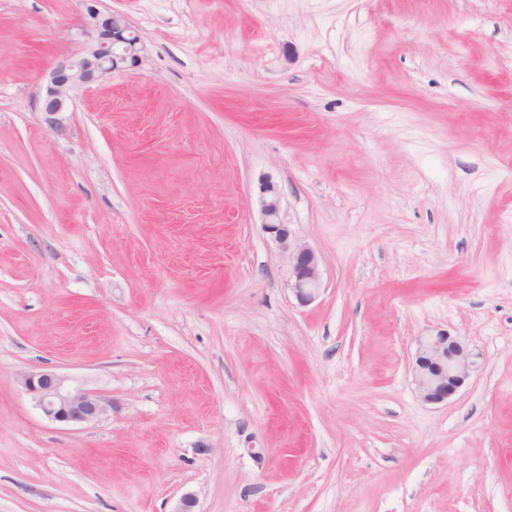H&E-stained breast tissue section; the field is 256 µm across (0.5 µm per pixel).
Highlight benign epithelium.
I'll return each mask as SVG.
<instances>
[{"mask_svg": "<svg viewBox=\"0 0 512 512\" xmlns=\"http://www.w3.org/2000/svg\"><path fill=\"white\" fill-rule=\"evenodd\" d=\"M86 2L80 29L84 50L77 56L58 59L38 95L39 112L55 132L65 130V114L71 111L77 90L122 67L136 66L144 41L122 14L99 11ZM281 192L270 179L260 184L257 205L263 231L288 252L291 290L306 305L320 290V259L309 245L300 243L289 225L281 220ZM475 361L467 344L440 330L418 340L411 368L416 392L422 401H447L466 383ZM20 384L35 406L52 422L84 425L100 420L112 405L95 392L70 383L62 374L49 370L25 372Z\"/></svg>", "mask_w": 512, "mask_h": 512, "instance_id": "obj_1", "label": "benign epithelium"}]
</instances>
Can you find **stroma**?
Returning <instances> with one entry per match:
<instances>
[{
    "label": "stroma",
    "mask_w": 512,
    "mask_h": 512,
    "mask_svg": "<svg viewBox=\"0 0 512 512\" xmlns=\"http://www.w3.org/2000/svg\"><path fill=\"white\" fill-rule=\"evenodd\" d=\"M99 8L145 49L58 133L84 8L0 0V512H512V0ZM437 329L476 368L430 405ZM43 369L111 411L47 420ZM281 202L278 186L270 179L263 181L257 197L263 231L288 252L291 290L297 301L306 305L315 300L320 290V259L312 247L298 242L289 224H283ZM475 361L467 344L440 330L418 340L411 368L416 392L422 401H448L466 383Z\"/></svg>",
    "instance_id": "stroma-1"
}]
</instances>
